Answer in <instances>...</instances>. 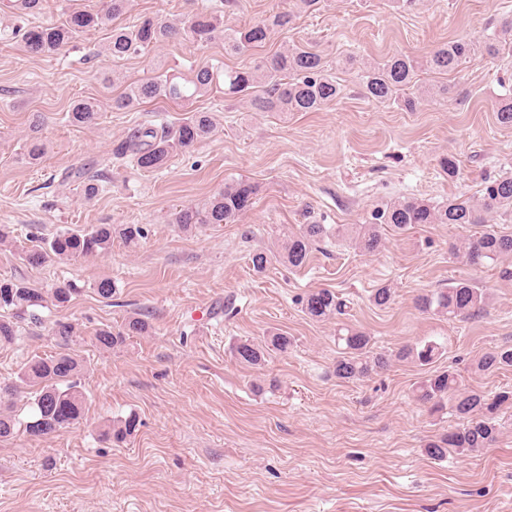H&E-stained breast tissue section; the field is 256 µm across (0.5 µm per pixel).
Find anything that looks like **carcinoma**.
I'll use <instances>...</instances> for the list:
<instances>
[{
  "instance_id": "carcinoma-1",
  "label": "carcinoma",
  "mask_w": 512,
  "mask_h": 512,
  "mask_svg": "<svg viewBox=\"0 0 512 512\" xmlns=\"http://www.w3.org/2000/svg\"><path fill=\"white\" fill-rule=\"evenodd\" d=\"M320 0H293L292 7L259 20L247 28L235 29L222 25L218 11L204 10L177 21H162L143 17L133 25L112 26V37L107 51L114 58L139 53L149 47L159 48L170 43L188 41L208 43L224 41V51L242 54L265 43L273 29H286L303 12L317 9ZM129 0H101L99 10L71 11L60 23H50L17 28L12 34H21L27 50L34 55L49 56L63 52L76 35L83 31L114 22L124 16ZM512 53V20L500 24L499 34L485 43L469 38L450 40L437 47L419 61L408 55L393 56L366 70L363 78L365 94L379 103L392 102L401 109L412 112L418 104L414 95L417 73L421 69L437 74L460 72L464 65L476 59L477 53L489 56L503 50ZM341 92L330 76L323 57L307 48L292 47L269 58L260 57L252 63L235 69L201 67L188 73L172 72L164 61L155 67L154 76L139 81L125 82L117 95L112 97V109L136 110L154 101L172 102L189 113L177 125L163 123L138 124L129 134L112 142L111 154L116 160L129 159L137 168L153 172L166 166L177 151H185L203 142L213 134L214 120L210 112L193 107L200 97L224 94L250 97L252 106L261 112H316L334 100ZM499 121L512 124V96L507 95L495 104ZM98 119V105L90 100L73 102L68 120L74 124L90 125ZM45 154V143L38 136V126L22 147L21 159L35 164ZM69 178L81 186L87 199L95 198L104 185L101 174L91 167H78ZM257 193V186L246 178H234L224 183V189L209 197L201 205H183L168 215V223L189 232L202 224H235L248 211ZM512 213V177L505 176L485 182L483 195L478 202L465 198H450L441 202L426 199L403 200L390 203L375 214L376 223L361 227L355 244L368 252L379 250L382 245L383 226L395 231H405L418 224H483L480 235L465 245L469 263L482 265L512 255V235L504 234L486 217ZM145 230L138 224H98L91 229L64 228L50 238H30L32 246L21 247V256L27 264L40 267L50 261L77 260L101 255L112 248V241L119 239L131 246L144 238ZM332 236L325 224H302L297 232L285 236L282 259L294 268L304 267L312 249ZM81 288L72 281L53 287L37 288L23 279L0 278V344H11L18 336L21 325L39 320L38 309L50 303L57 308L67 307ZM486 303V294L466 280L454 282L422 294L416 304L424 312L446 316L472 317L479 314ZM344 301L335 292L322 288L309 293L304 302V312L316 320H329L343 314ZM147 320L132 315L122 327L114 330L103 328L94 336L102 350L123 345L133 336L148 332ZM52 334L58 340L59 351L48 357H33L20 374L19 382H0V400L14 397L21 386L34 390L30 403L31 416L23 421L10 413L0 412V438L17 432L30 437L44 438L77 422L83 413L84 397L80 391V377L84 370L82 360L71 345L74 327L66 321H57ZM342 352L334 365L336 378L358 380L372 371L386 367L391 357L410 360L421 365L434 362L442 354V346L434 341L419 345H406L391 356L375 352L372 339L366 333L346 328L338 334ZM290 339L276 334L259 343L252 339H239L231 345L234 358L246 365H260L269 351L288 350ZM512 367V348L485 353L478 362L482 371ZM417 397L431 409H442L444 400L452 401L455 414L466 423L427 444L426 452L434 459L443 458L448 449L461 452L475 451L490 446L497 437L496 414L509 399L503 392L489 398L475 391L462 392L457 378L450 371L429 376L416 387ZM138 419L130 414L116 420L102 430L104 439L120 444L137 430Z\"/></svg>"
}]
</instances>
